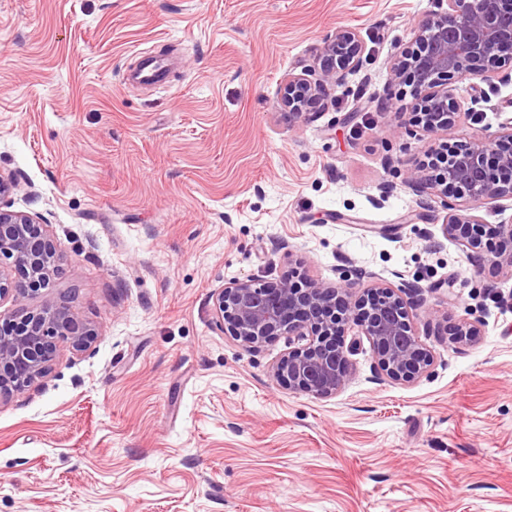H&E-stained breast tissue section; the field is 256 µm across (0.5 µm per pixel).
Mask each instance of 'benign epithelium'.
<instances>
[{
    "instance_id": "obj_1",
    "label": "benign epithelium",
    "mask_w": 512,
    "mask_h": 512,
    "mask_svg": "<svg viewBox=\"0 0 512 512\" xmlns=\"http://www.w3.org/2000/svg\"><path fill=\"white\" fill-rule=\"evenodd\" d=\"M446 2V9L418 24L411 44L390 67L392 80L410 87L412 123L431 134L448 131L460 114H470L453 97V83L478 76L486 80V67L512 65V0ZM364 53L356 32L336 33L313 66L288 75L281 88L282 106L296 117L312 115L311 109L359 66ZM406 182L420 193L430 192L451 212L443 225L447 237L492 269L512 274V225L487 224L477 215L460 213L512 200V117L482 140L432 150L430 161L410 169ZM490 234L499 239V249L483 256V241ZM3 258L12 260L18 278L0 269V301L10 300L23 315L0 324V402L51 373L58 341L83 350L96 338L93 327L52 301L28 307L31 298L50 287L60 257L46 225L0 205ZM417 292L404 279H378L358 290L353 283L238 278L214 289L211 300L215 325L245 348L257 350L277 336L293 337L299 346L273 363L272 379L326 399L348 382L349 354L359 336L371 343L381 378L409 384L428 372L433 357L414 328L411 307ZM480 335L479 322L468 319L449 329L450 338L465 345Z\"/></svg>"
}]
</instances>
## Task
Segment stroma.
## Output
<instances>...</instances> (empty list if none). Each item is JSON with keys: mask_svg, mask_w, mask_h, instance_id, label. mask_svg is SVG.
<instances>
[{"mask_svg": "<svg viewBox=\"0 0 512 512\" xmlns=\"http://www.w3.org/2000/svg\"><path fill=\"white\" fill-rule=\"evenodd\" d=\"M434 0H0V172L61 257L47 297L98 337L0 404V512H512V277L442 232L406 172L512 115V70L441 138L397 136L391 80ZM355 30L359 69L304 119L281 82ZM166 83L134 90L141 56ZM422 288L434 364L411 384L351 353L317 399L275 383L281 336L215 325L233 278ZM480 339L454 343L460 319Z\"/></svg>", "mask_w": 512, "mask_h": 512, "instance_id": "35a3bbf8", "label": "stroma"}]
</instances>
